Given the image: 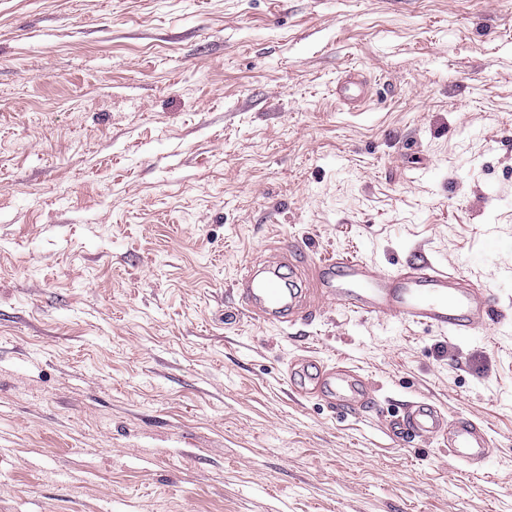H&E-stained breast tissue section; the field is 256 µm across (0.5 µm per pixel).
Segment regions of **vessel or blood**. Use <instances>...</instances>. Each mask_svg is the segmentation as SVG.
<instances>
[{"label":"vessel or blood","mask_w":512,"mask_h":512,"mask_svg":"<svg viewBox=\"0 0 512 512\" xmlns=\"http://www.w3.org/2000/svg\"><path fill=\"white\" fill-rule=\"evenodd\" d=\"M335 93L346 106L365 102L370 87L357 70L337 80ZM281 263L259 262L246 268L234 286L244 314L282 327L312 321L324 306L347 308L354 313L421 324L439 333L465 336L484 329L498 316L497 298L470 288L458 274L442 269L428 258L410 262L398 271H383L364 260L329 255L308 261L304 250L285 243ZM294 267L305 287L303 296L284 282L282 266ZM286 379L293 392L304 398L318 397L337 408H362L380 412L374 389L353 366H319L306 356L291 363ZM393 436L410 435L436 440L462 466L483 463L491 454L486 431L468 418L448 420L434 404L414 401L387 416Z\"/></svg>","instance_id":"b4317fda"}]
</instances>
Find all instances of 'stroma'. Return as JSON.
I'll return each mask as SVG.
<instances>
[{
  "label": "stroma",
  "instance_id": "obj_1",
  "mask_svg": "<svg viewBox=\"0 0 512 512\" xmlns=\"http://www.w3.org/2000/svg\"><path fill=\"white\" fill-rule=\"evenodd\" d=\"M289 239L499 320L250 321ZM303 355L492 460L292 394ZM0 512H512V0H0ZM335 93L344 105L355 108L369 98L370 87L359 71L349 69L337 80Z\"/></svg>",
  "mask_w": 512,
  "mask_h": 512
}]
</instances>
